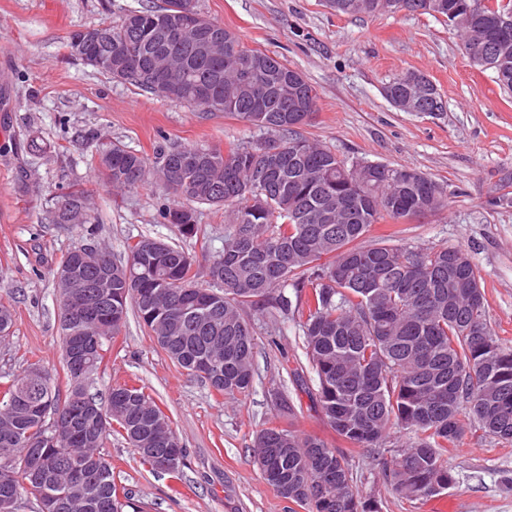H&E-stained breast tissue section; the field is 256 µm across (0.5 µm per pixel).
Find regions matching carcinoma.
Masks as SVG:
<instances>
[{
    "label": "carcinoma",
    "mask_w": 512,
    "mask_h": 512,
    "mask_svg": "<svg viewBox=\"0 0 512 512\" xmlns=\"http://www.w3.org/2000/svg\"><path fill=\"white\" fill-rule=\"evenodd\" d=\"M429 4L446 17L479 15L499 21L480 31L462 22L453 28L461 49L478 65L474 44L485 42L495 55V81L512 92V0H340L337 13L369 16L401 3ZM196 0H164L159 8L130 9L101 33L94 50L110 56L118 48L128 69L99 72L174 104L222 112L276 134L271 142L226 152L204 146H160L155 166L119 143L98 148L99 175L114 188H131L156 176L174 196L161 218L186 238L200 226L194 205L229 208L224 257L207 267L199 284L197 257L182 247L151 246L142 237L127 245L121 261L99 247L84 262L94 300L91 315L61 323L62 348L76 336L97 342L87 367L63 362L69 386L61 392L50 372L34 362L0 391V512H15L24 493L35 496L38 512H124L112 465L99 448L119 429L140 461L156 469L148 449L175 454L178 476L185 453L169 418L144 388L117 386L101 402L86 382L104 363L111 339L124 326L129 305L157 345L187 374L209 362L223 376L226 398L245 393L255 379L256 343L247 311L296 313L304 354L316 375L315 399L337 437L358 447L381 445L393 427L407 437L402 455L383 463L392 489L409 501L425 503L457 483L444 456L465 427H475L501 443L512 442V346L487 323L480 278L457 248L424 251L388 240L362 245L369 228L389 218L410 220L447 205L444 188L409 167L347 164L304 137L292 120V105L316 111L317 94L296 69L272 53L250 49L220 23L202 17L240 46L255 69L243 75L225 46L210 55L195 51L196 30L169 35L174 16ZM179 88L162 95L147 75L151 62ZM394 106L408 97L443 111L437 87L428 79L411 85L397 77L384 87ZM274 151L263 164L256 155ZM49 218L68 224V213L83 208L87 196L72 191ZM112 281L99 286L102 266ZM294 289L295 298L287 288ZM310 292L303 293L304 289ZM206 304L200 315L180 312L185 296ZM282 440L288 456L272 464L269 440ZM43 444L46 470L26 471L33 443ZM263 479L282 498L305 512H373L354 486L345 456L317 435L300 434L288 424L271 426L256 440ZM75 471L84 474L74 483Z\"/></svg>",
    "instance_id": "1"
}]
</instances>
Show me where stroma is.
I'll list each match as a JSON object with an SVG mask.
<instances>
[{
  "instance_id": "1",
  "label": "stroma",
  "mask_w": 512,
  "mask_h": 512,
  "mask_svg": "<svg viewBox=\"0 0 512 512\" xmlns=\"http://www.w3.org/2000/svg\"><path fill=\"white\" fill-rule=\"evenodd\" d=\"M141 2L0 0V302L14 316L0 343V378L37 362L58 386L67 383L55 272L86 232L46 221L60 195L86 191L97 239L115 257L143 236L181 245L204 264L223 254V208L198 206L201 231L190 239L162 223L160 210L172 196L161 183L116 190L97 177L102 141L151 161L165 143L226 150L266 136L223 113L176 105L100 74L72 51L73 32L117 23ZM197 6L247 47L276 53L314 87L316 116L301 127L305 137L347 162L402 165L444 186L445 209L381 221L367 237L463 249L480 276L489 325L512 346V93L463 55L447 22L405 11L352 18L323 0H197ZM408 72L437 86L444 112H402L386 100L384 87ZM249 319L255 382L233 399L178 368L136 315L113 339L91 394L103 399L120 385L144 387L186 451L175 480L143 466L119 434L104 442L113 481L143 512H303L278 496L255 462L257 435L285 422L273 397L278 390L295 404V428L343 452L360 496L379 512H512V444L471 430L448 451L457 483L447 495L423 505L396 495L382 465L397 456L403 434L391 432L378 448L338 439L310 395L315 383L296 322L264 311Z\"/></svg>"
}]
</instances>
